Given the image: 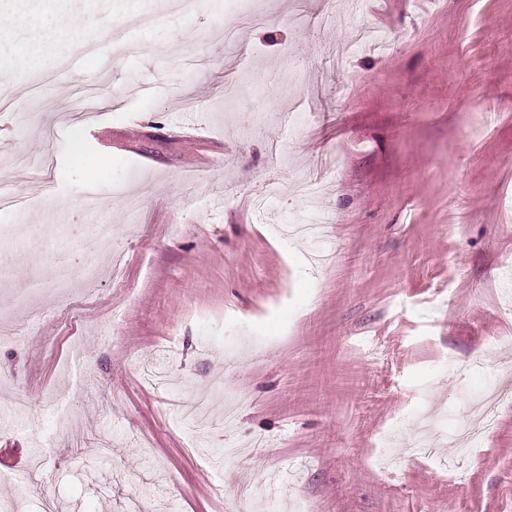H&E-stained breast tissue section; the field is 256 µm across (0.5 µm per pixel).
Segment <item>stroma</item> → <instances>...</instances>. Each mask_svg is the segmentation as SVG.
<instances>
[{
  "instance_id": "35a3bbf8",
  "label": "stroma",
  "mask_w": 512,
  "mask_h": 512,
  "mask_svg": "<svg viewBox=\"0 0 512 512\" xmlns=\"http://www.w3.org/2000/svg\"><path fill=\"white\" fill-rule=\"evenodd\" d=\"M350 2L262 0L250 26L243 0H79L87 35L124 29L125 50L74 110L91 75L12 63L0 9V68L21 77L0 180L45 158L50 183L0 211L22 232L0 327H29L0 344V469L17 478L0 499L19 512L46 492L61 512H241L240 488L269 483L281 512H512V399L470 457L439 440L512 384V0ZM301 99L313 118L284 129ZM313 211L333 217L316 270L310 239L278 233ZM104 223L107 251L87 234ZM59 264L69 282L46 279ZM228 392L246 397L229 425ZM422 424L433 451L416 457Z\"/></svg>"
}]
</instances>
